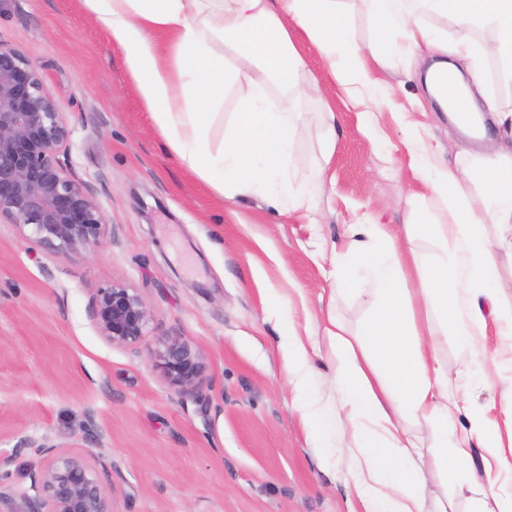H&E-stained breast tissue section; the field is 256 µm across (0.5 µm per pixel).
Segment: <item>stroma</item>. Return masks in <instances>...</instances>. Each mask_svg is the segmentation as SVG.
<instances>
[{
  "label": "stroma",
  "instance_id": "obj_1",
  "mask_svg": "<svg viewBox=\"0 0 512 512\" xmlns=\"http://www.w3.org/2000/svg\"><path fill=\"white\" fill-rule=\"evenodd\" d=\"M0 41L39 69L71 130L61 163L81 178L112 238L92 253L54 256L0 221V512H26L29 474L40 463L21 439L71 445L101 437L113 512H359L349 463L322 456L304 424L311 402L335 411L322 319L335 312L348 333L369 318V285L335 291L337 254L348 225L375 219L403 235L406 198L419 190L406 133L389 110L377 114L372 145L360 112L323 67L303 32L294 41L328 99L297 89L274 100L302 115L291 162L328 172L318 211L283 213L253 197L227 201L185 171L166 148L121 55L80 0H0ZM400 103H415L419 131L477 166L474 144L434 107L402 68L388 77ZM335 121H328V112ZM133 288L152 313L134 346L108 343L92 320L98 288ZM314 343L307 395L288 383L284 322ZM178 338L206 363L190 393L159 366L161 340ZM472 382L469 403L503 425V389Z\"/></svg>",
  "mask_w": 512,
  "mask_h": 512
}]
</instances>
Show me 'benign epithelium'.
Wrapping results in <instances>:
<instances>
[{
    "label": "benign epithelium",
    "instance_id": "1",
    "mask_svg": "<svg viewBox=\"0 0 512 512\" xmlns=\"http://www.w3.org/2000/svg\"><path fill=\"white\" fill-rule=\"evenodd\" d=\"M70 136L37 66L0 41V219L61 257L93 252L112 233L87 186L58 161ZM92 318L109 343L136 345L152 314L134 290L114 282L97 290ZM160 345L170 383L184 392L197 389L206 370L201 353L178 339ZM97 444V436L73 446L21 440L14 452L35 446L42 455L24 493L28 512H112Z\"/></svg>",
    "mask_w": 512,
    "mask_h": 512
}]
</instances>
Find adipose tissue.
Instances as JSON below:
<instances>
[{
  "label": "adipose tissue",
  "mask_w": 512,
  "mask_h": 512,
  "mask_svg": "<svg viewBox=\"0 0 512 512\" xmlns=\"http://www.w3.org/2000/svg\"><path fill=\"white\" fill-rule=\"evenodd\" d=\"M95 23L122 54L123 65L167 148L179 165L226 200L254 195L274 207L316 212L327 173H291L290 152L302 135L297 113L269 104L270 87L302 86L323 98L306 70L293 34L302 31L348 102L363 115L376 140L373 108L389 107L408 132L410 166L421 191L407 199V238L435 239V260L400 244L376 222L348 227L351 247L336 263L338 292L368 280L377 300L374 314L356 334L329 317V341L339 396L335 414L309 412L318 440L348 435L350 478L361 512H448L429 501L428 475L452 469L459 485L475 494L469 512H512V488L475 486L468 462L473 449L496 453L502 446L483 414L468 406V385L448 377L439 356L440 336H453L466 366L488 379L484 353L488 328L512 340V295L507 294L487 225L512 224V103L489 102L505 141L480 168L441 163L440 150L422 137L409 109L394 104L386 71L428 49L464 61V68L431 67L426 84L441 98L437 78H459L465 95L482 88L484 71L471 62L469 38L437 34L430 19L449 16L464 29L492 32L483 55L502 61L512 76V0H363L375 32L362 42L353 27L352 0H81ZM234 88V121L221 140L212 128L223 122L224 93ZM482 189L483 207L463 196ZM418 273L409 286L407 271ZM415 418L439 428L437 446H420L404 422Z\"/></svg>",
  "instance_id": "obj_1"
}]
</instances>
